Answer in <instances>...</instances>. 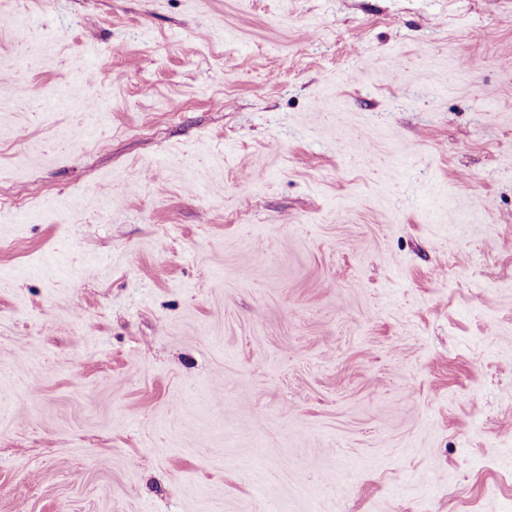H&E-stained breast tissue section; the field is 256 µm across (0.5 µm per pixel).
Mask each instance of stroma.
<instances>
[{
    "instance_id": "1",
    "label": "stroma",
    "mask_w": 512,
    "mask_h": 512,
    "mask_svg": "<svg viewBox=\"0 0 512 512\" xmlns=\"http://www.w3.org/2000/svg\"><path fill=\"white\" fill-rule=\"evenodd\" d=\"M0 512H512V0H0Z\"/></svg>"
}]
</instances>
